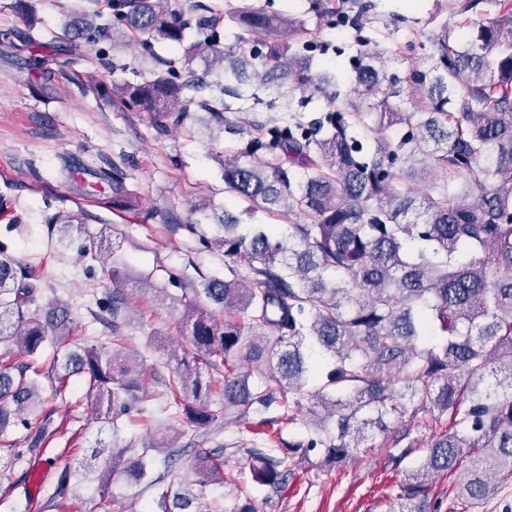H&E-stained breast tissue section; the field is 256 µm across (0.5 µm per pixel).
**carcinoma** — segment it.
<instances>
[{"label": "carcinoma", "instance_id": "cac0c4a2", "mask_svg": "<svg viewBox=\"0 0 512 512\" xmlns=\"http://www.w3.org/2000/svg\"><path fill=\"white\" fill-rule=\"evenodd\" d=\"M487 3L496 16L464 43L443 24L429 44L410 40L387 53L366 36L349 88L313 70L315 46L304 20L273 14L241 0L224 16L201 5L195 24L178 0H110L99 14L56 35L82 47L79 59L101 60L108 30L121 31L156 56L155 44L194 39L165 69L119 87L136 112L173 115L194 109L222 123L224 138L245 142L224 152V191L276 220L239 231L241 218L222 210L216 234L204 241L224 257V277L206 278L185 301L182 357L168 382L169 421L193 429L211 425L213 385L224 415L264 416L271 425L299 426L301 437L276 440L274 450L243 440L232 454L250 462L254 482L278 491L287 461L322 448L331 459L353 456L366 433L387 435L413 403L415 426L448 428L425 448L414 442L390 456L400 466L420 453L389 512H420L428 479L469 461L458 493L481 501L512 479V0ZM338 24L362 31L374 4L319 0ZM240 30L220 42L221 18ZM417 58L405 71L397 64ZM205 62L201 72L193 59ZM323 94L328 110L306 118L292 111L295 94ZM280 116L241 121V102ZM407 96L412 110L392 99ZM113 202L129 196L118 169ZM305 218L282 228L277 221ZM68 304L42 303V285L0 244V345L21 360L0 364V433L39 419L29 359L50 343L64 369L82 375L100 419L112 426L147 398L142 362L117 346L72 350ZM333 359L327 382L313 389L311 353ZM411 425V426H413ZM406 426L396 441L408 437ZM224 448H196L197 486L224 482ZM187 485L166 490L158 512H224L201 505Z\"/></svg>", "mask_w": 512, "mask_h": 512}]
</instances>
